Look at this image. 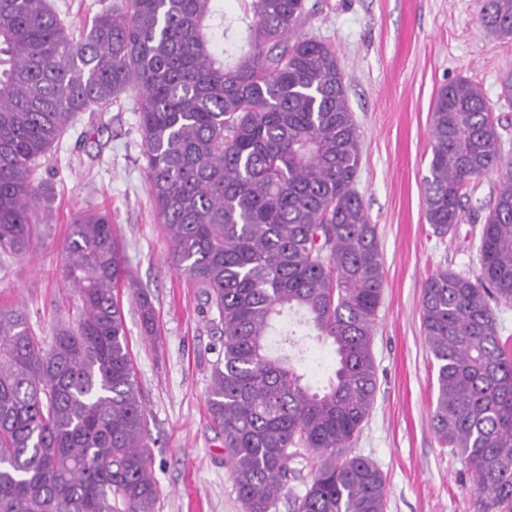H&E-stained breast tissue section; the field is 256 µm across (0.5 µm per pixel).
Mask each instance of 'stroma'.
<instances>
[{"mask_svg":"<svg viewBox=\"0 0 512 512\" xmlns=\"http://www.w3.org/2000/svg\"><path fill=\"white\" fill-rule=\"evenodd\" d=\"M308 2L306 34L335 50L346 77L361 135L356 188L377 226L384 261L372 345L378 385L355 451L384 474L386 512H475L470 476L432 429L436 365L423 333L421 297L424 281L439 270L479 271L484 217L504 174L512 171V102L501 96L502 81L512 73V41L484 32L479 0ZM460 76L477 84L493 106L502 166L471 182L461 223L440 238L423 214L431 106L438 91ZM100 124L99 136L83 138L88 119L80 117L42 159L38 174L49 222L35 252L0 255V304H23L45 338L58 321L73 319L78 299L62 278L67 228L83 209L109 210L128 264L159 315L161 337L152 344L134 300H123L153 442L158 512H244L207 413L220 334L203 312V297L170 260L146 178L134 101L121 97ZM297 342L305 382L326 385L336 368L332 345L303 335Z\"/></svg>","mask_w":512,"mask_h":512,"instance_id":"1","label":"stroma"}]
</instances>
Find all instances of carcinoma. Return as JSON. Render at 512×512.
Instances as JSON below:
<instances>
[{
  "label": "carcinoma",
  "mask_w": 512,
  "mask_h": 512,
  "mask_svg": "<svg viewBox=\"0 0 512 512\" xmlns=\"http://www.w3.org/2000/svg\"><path fill=\"white\" fill-rule=\"evenodd\" d=\"M220 0H123L74 36L50 0H0V253L40 245L38 168L73 125L137 100L154 209L173 264L216 311L221 350L207 411L245 512H386V481L352 453L375 401L372 336L384 284L377 227L355 189L360 135L336 51L308 37L307 0H244L247 48ZM485 32L512 41V0H481ZM424 215L443 237L468 183L501 163L500 134L466 78L432 104ZM63 277L78 319L46 345L22 305H0V512H156L159 488L120 292L145 337L156 309L128 273L110 215L77 213ZM512 173L484 217L479 273L423 284L437 366L432 423L470 473L475 512H512ZM290 313L335 346V378L303 383Z\"/></svg>",
  "instance_id": "carcinoma-1"
}]
</instances>
